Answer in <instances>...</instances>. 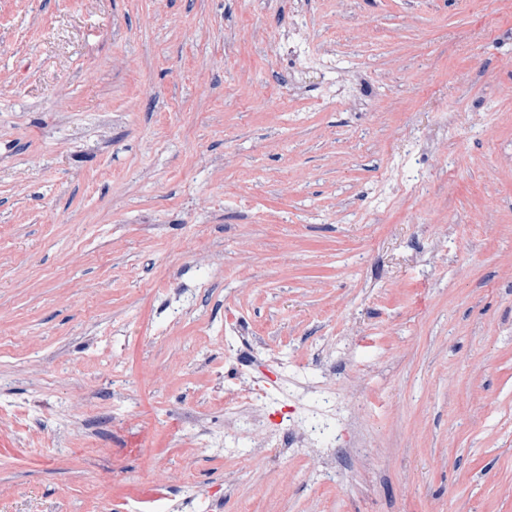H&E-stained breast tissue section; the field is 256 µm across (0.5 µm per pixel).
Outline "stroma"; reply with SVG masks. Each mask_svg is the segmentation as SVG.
I'll use <instances>...</instances> for the list:
<instances>
[{
    "label": "stroma",
    "instance_id": "35a3bbf8",
    "mask_svg": "<svg viewBox=\"0 0 512 512\" xmlns=\"http://www.w3.org/2000/svg\"><path fill=\"white\" fill-rule=\"evenodd\" d=\"M509 58L512 0H0V512H512Z\"/></svg>",
    "mask_w": 512,
    "mask_h": 512
}]
</instances>
